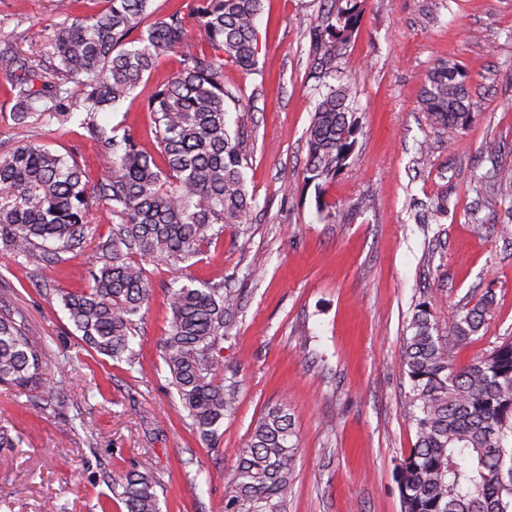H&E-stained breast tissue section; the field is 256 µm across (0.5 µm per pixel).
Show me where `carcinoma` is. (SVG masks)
<instances>
[{
	"mask_svg": "<svg viewBox=\"0 0 512 512\" xmlns=\"http://www.w3.org/2000/svg\"><path fill=\"white\" fill-rule=\"evenodd\" d=\"M93 16L62 20L49 49L24 54L0 47V67L11 73L17 126L67 129L79 120L102 143L106 175L91 183L72 154L21 142L0 153V256L39 268L84 242L93 202L112 212L111 237L79 274L83 285L60 294L75 330L96 353L133 367L132 347L152 287L142 266L159 258L180 272L167 289L171 313L162 359L182 407L202 441L214 444L224 419L236 410V381L223 377L221 344L235 326L239 296L185 273L184 264L218 242L224 226L249 223L255 198L239 131L227 123V105L239 89L224 83V67L257 73L256 20L264 0H194L187 14L153 15L152 0H104ZM362 0H322L310 28L309 74L318 94L307 129L306 179L326 184L346 168L358 143L360 115L338 61L358 33ZM198 22L200 47L188 19ZM167 52L179 69L148 98L157 152L128 131L95 122L139 87ZM78 101L70 103L68 83ZM421 110L440 127L464 128L478 108L466 75L441 58L425 72ZM83 111L78 118L74 109ZM484 207L512 201V171L496 168ZM493 295L458 312L441 328L426 299L412 307L403 337L402 364L410 382L405 402L416 443L401 459L396 478L402 512H512V340L458 366L459 351L486 324ZM26 314L0 296V384L29 391L43 401L59 385ZM291 417L271 407L256 423L224 491V512H288L297 444ZM153 466L145 461L112 483V497L126 512H159Z\"/></svg>",
	"mask_w": 512,
	"mask_h": 512,
	"instance_id": "obj_1",
	"label": "carcinoma"
}]
</instances>
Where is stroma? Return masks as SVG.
Wrapping results in <instances>:
<instances>
[{"instance_id":"1","label":"stroma","mask_w":512,"mask_h":512,"mask_svg":"<svg viewBox=\"0 0 512 512\" xmlns=\"http://www.w3.org/2000/svg\"><path fill=\"white\" fill-rule=\"evenodd\" d=\"M320 0H265L258 24V71L224 70L242 101L231 124L247 129L248 186L257 206L245 228H228L196 257L192 276L238 289L241 312L221 352L235 372L239 404L215 447L200 439L168 382L160 343L169 329L173 271L144 261L153 293L134 347L137 366L92 351L68 319L60 291L76 286L112 229L95 210L81 249L42 268L0 258V293L22 309L52 363L64 365L62 413L36 408L30 394L0 384V512H123L114 479L151 462L161 512H224V487L256 422L284 404L296 432L288 512H401L399 460L416 442L403 404L409 381L401 343L411 303L427 291L439 326L485 293L495 298L485 328L459 356L466 363L512 339V223L506 209H481L477 178L492 163L512 168V0H364L359 32L339 63L362 108L347 168L324 187L332 220L319 217L305 183L306 131L316 97L308 80L307 32ZM56 0H0V42L22 52L46 47ZM470 76L479 105L463 129L431 125L419 104L420 77L441 57ZM178 68L161 57L148 81L105 126L156 141L143 108ZM10 80L0 75V138L75 154L102 178L99 147L86 129L15 127ZM437 222L419 223L436 204Z\"/></svg>"}]
</instances>
